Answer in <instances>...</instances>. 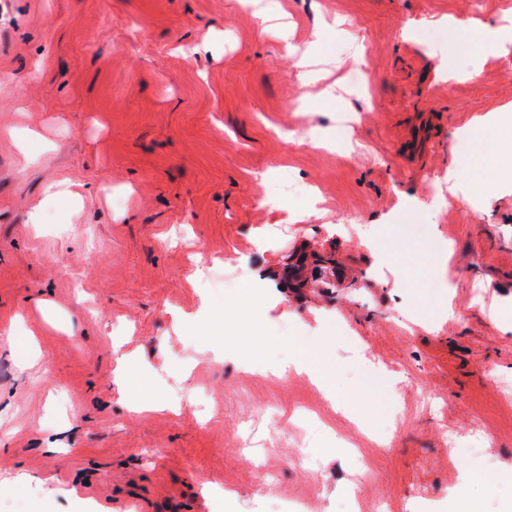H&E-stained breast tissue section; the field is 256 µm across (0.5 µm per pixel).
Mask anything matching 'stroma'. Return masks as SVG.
<instances>
[{
  "instance_id": "1",
  "label": "stroma",
  "mask_w": 512,
  "mask_h": 512,
  "mask_svg": "<svg viewBox=\"0 0 512 512\" xmlns=\"http://www.w3.org/2000/svg\"><path fill=\"white\" fill-rule=\"evenodd\" d=\"M264 3L278 34L247 0H0V512H512V185L445 179L512 113V41L447 20L512 0ZM323 336L366 424L274 373ZM477 175L472 176V169H470L467 176L461 172L459 163L456 159H451L448 165L447 180L449 187L455 191L456 197L459 198V194L463 199H467L469 192L473 191L476 184Z\"/></svg>"
}]
</instances>
